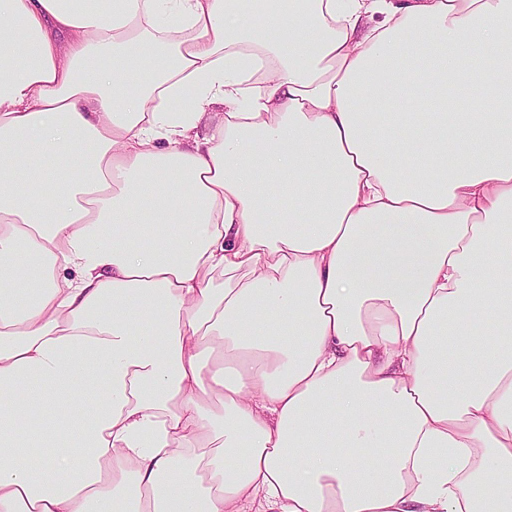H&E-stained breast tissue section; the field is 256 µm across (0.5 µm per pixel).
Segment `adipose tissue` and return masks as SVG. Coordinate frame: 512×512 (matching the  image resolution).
Instances as JSON below:
<instances>
[{
  "instance_id": "obj_1",
  "label": "adipose tissue",
  "mask_w": 512,
  "mask_h": 512,
  "mask_svg": "<svg viewBox=\"0 0 512 512\" xmlns=\"http://www.w3.org/2000/svg\"><path fill=\"white\" fill-rule=\"evenodd\" d=\"M243 2L0 0V512H512V0Z\"/></svg>"
}]
</instances>
